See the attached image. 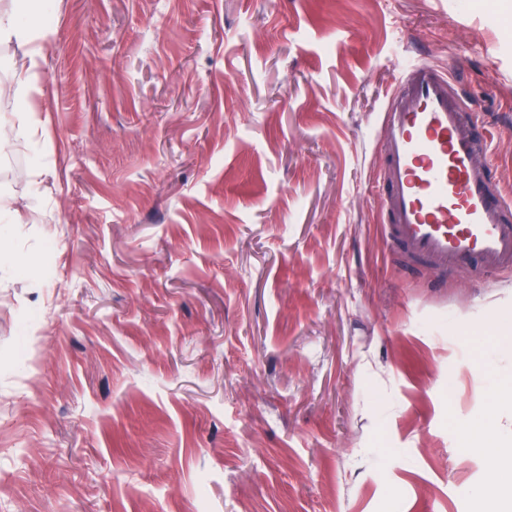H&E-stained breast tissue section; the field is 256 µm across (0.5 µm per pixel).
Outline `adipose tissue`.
Returning a JSON list of instances; mask_svg holds the SVG:
<instances>
[{
  "label": "adipose tissue",
  "instance_id": "1",
  "mask_svg": "<svg viewBox=\"0 0 512 512\" xmlns=\"http://www.w3.org/2000/svg\"><path fill=\"white\" fill-rule=\"evenodd\" d=\"M49 0H8L0 6V43L14 42L24 46L26 52L15 72L17 93H25L40 70L43 31L36 24ZM463 447L483 443L494 466L501 467L512 460V428L492 424H472L460 431Z\"/></svg>",
  "mask_w": 512,
  "mask_h": 512
}]
</instances>
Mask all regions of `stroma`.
Masks as SVG:
<instances>
[{"instance_id":"obj_1","label":"stroma","mask_w":512,"mask_h":512,"mask_svg":"<svg viewBox=\"0 0 512 512\" xmlns=\"http://www.w3.org/2000/svg\"><path fill=\"white\" fill-rule=\"evenodd\" d=\"M455 2L55 0L22 97L0 43V512H477L512 274L397 271L375 188L424 54L512 188V0Z\"/></svg>"}]
</instances>
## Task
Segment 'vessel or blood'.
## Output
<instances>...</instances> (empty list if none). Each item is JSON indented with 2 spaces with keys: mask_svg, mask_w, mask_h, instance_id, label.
Wrapping results in <instances>:
<instances>
[{
  "mask_svg": "<svg viewBox=\"0 0 512 512\" xmlns=\"http://www.w3.org/2000/svg\"><path fill=\"white\" fill-rule=\"evenodd\" d=\"M381 232L399 265L512 272V193L493 174L483 113L433 61L401 68L382 109Z\"/></svg>",
  "mask_w": 512,
  "mask_h": 512,
  "instance_id": "obj_1",
  "label": "vessel or blood"
}]
</instances>
